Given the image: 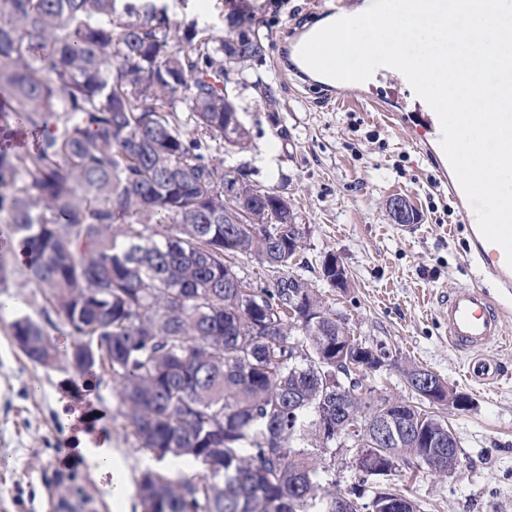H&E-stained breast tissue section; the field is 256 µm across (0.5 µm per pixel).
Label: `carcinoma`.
<instances>
[{"instance_id": "cac0c4a2", "label": "carcinoma", "mask_w": 512, "mask_h": 512, "mask_svg": "<svg viewBox=\"0 0 512 512\" xmlns=\"http://www.w3.org/2000/svg\"><path fill=\"white\" fill-rule=\"evenodd\" d=\"M230 27L201 37L192 21L183 50L162 0H0V116L35 142L0 151V212L29 255L28 282L46 322L61 317L77 337L74 365L108 367L137 449L200 465L178 481L142 473V512H337L347 497L323 466L336 448L353 450L363 480L457 470V452L439 458L458 444L431 400L378 394L371 371L336 350L367 342L294 273L304 234L288 237L277 191L209 153V139L248 143L225 83L266 51L260 20L238 14ZM184 112L201 137L184 131ZM226 182L238 193L228 202ZM242 210L253 223L230 219ZM241 256L281 278L254 284ZM231 273L236 288L224 287ZM293 303L309 322L293 320ZM11 333L31 362L54 361L41 323L20 317ZM338 385L347 420L327 421ZM382 401L416 420L377 450L348 427ZM393 495L417 512L384 484L373 498Z\"/></svg>"}]
</instances>
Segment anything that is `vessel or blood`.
Segmentation results:
<instances>
[{
	"instance_id": "vessel-or-blood-1",
	"label": "vessel or blood",
	"mask_w": 512,
	"mask_h": 512,
	"mask_svg": "<svg viewBox=\"0 0 512 512\" xmlns=\"http://www.w3.org/2000/svg\"><path fill=\"white\" fill-rule=\"evenodd\" d=\"M300 47L297 41H281L276 58L280 73L295 82L306 77L303 68L289 61ZM424 120L425 127L412 137L411 143L437 158V173H445L446 167L439 161L443 154L439 118L430 111ZM448 194L458 207L457 223L469 237L467 261L475 275L473 283L449 289L438 304V316L448 325L449 347L468 356L465 378L478 385H490L504 374L500 363L491 359L487 351L500 342L505 320L512 316V267L507 265L503 249L481 235L475 211L456 178H449Z\"/></svg>"
}]
</instances>
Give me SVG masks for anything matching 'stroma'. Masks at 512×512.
<instances>
[{"mask_svg":"<svg viewBox=\"0 0 512 512\" xmlns=\"http://www.w3.org/2000/svg\"><path fill=\"white\" fill-rule=\"evenodd\" d=\"M179 25L198 30L227 27L231 15L258 14L268 35L262 59L246 77L232 76L229 94L250 134L247 148L211 155L248 171L253 185L284 195L306 227L308 268L302 276L324 291L330 306L355 335L392 351L395 362L375 372L379 389L411 398L404 377L418 365L444 378L469 407L447 411L458 440L460 466L452 474L422 469L400 485L420 512H512V376L491 390L461 377L465 357L448 345V327L435 315L448 289L469 284L473 271L463 261V233L454 231L446 184L437 183L428 158L408 143V132L377 119L372 101L414 99L410 86L389 79L360 85L367 106L336 107L317 94L285 81L274 65L276 41L287 27L306 23L319 0H166ZM276 89L275 103L258 97L252 83ZM407 198L418 213L412 229L391 219V197ZM15 236L0 222V512H134L136 497L109 500L98 476L71 449L77 432H106L118 457V475L134 486L146 470L190 477L198 464L173 467L169 460L136 450L113 395L111 375L77 370L66 353L74 338L64 323L50 331L60 355L50 366L31 363L15 347L10 325L26 314L41 320L44 300L29 284L24 265L11 258ZM344 266L349 286L339 290L319 279L326 255ZM83 412L65 425L64 414Z\"/></svg>","mask_w":512,"mask_h":512,"instance_id":"obj_1","label":"stroma"}]
</instances>
